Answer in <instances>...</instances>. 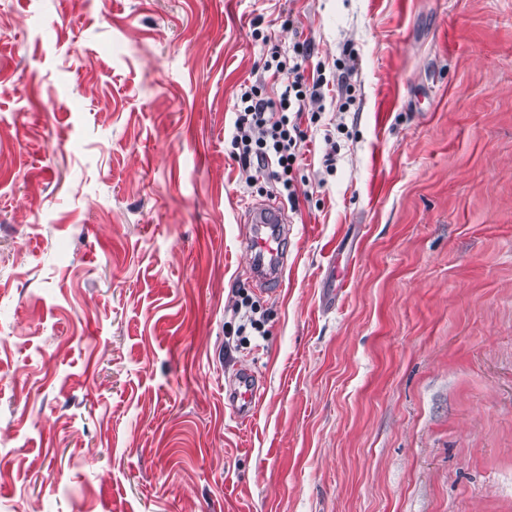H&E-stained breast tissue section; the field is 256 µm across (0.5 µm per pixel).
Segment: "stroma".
Instances as JSON below:
<instances>
[{
    "mask_svg": "<svg viewBox=\"0 0 512 512\" xmlns=\"http://www.w3.org/2000/svg\"><path fill=\"white\" fill-rule=\"evenodd\" d=\"M258 31L352 99L276 294ZM0 512H512V0H0ZM251 225L241 238V248L248 257L253 278L280 286L287 266L285 240L290 225L284 209L276 202L255 203L249 207ZM239 300L235 302V304L232 307L233 316L236 319H239L238 325L235 328L232 325V322H227L226 324H229L226 326V333L230 335L231 333L236 336H247L246 332L248 328H250L252 331L256 333H260L259 335H263L265 333V330L263 329V324L261 323L260 319H256L253 314H256L257 307L255 305L254 301H250V298L248 295H245L241 292L239 295ZM244 308V312H242V309ZM224 393L235 418L248 421L255 415L261 397V388L251 369H238L235 375L224 384Z\"/></svg>",
    "mask_w": 512,
    "mask_h": 512,
    "instance_id": "35a3bbf8",
    "label": "stroma"
}]
</instances>
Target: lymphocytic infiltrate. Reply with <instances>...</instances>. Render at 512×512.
<instances>
[{
	"label": "lymphocytic infiltrate",
	"instance_id": "lymphocytic-infiltrate-1",
	"mask_svg": "<svg viewBox=\"0 0 512 512\" xmlns=\"http://www.w3.org/2000/svg\"><path fill=\"white\" fill-rule=\"evenodd\" d=\"M309 57L307 42L295 43L289 54L271 49L263 65L264 72L280 81L278 97L263 92L262 82L243 85L237 97L232 154L248 182L269 177L276 183V192L288 202H295L293 171L306 144L302 119L322 124L327 112L325 86L328 80L322 71L307 73Z\"/></svg>",
	"mask_w": 512,
	"mask_h": 512
}]
</instances>
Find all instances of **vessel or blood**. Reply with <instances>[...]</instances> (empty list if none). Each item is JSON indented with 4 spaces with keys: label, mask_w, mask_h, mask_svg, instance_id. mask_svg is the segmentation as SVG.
Returning a JSON list of instances; mask_svg holds the SVG:
<instances>
[{
    "label": "vessel or blood",
    "mask_w": 512,
    "mask_h": 512,
    "mask_svg": "<svg viewBox=\"0 0 512 512\" xmlns=\"http://www.w3.org/2000/svg\"><path fill=\"white\" fill-rule=\"evenodd\" d=\"M248 231L241 238V248L248 258V268L254 279L280 285L287 266L285 241L290 227L284 209L275 202L250 206ZM230 409L238 420H250L256 413L261 388L254 372L238 369L224 386Z\"/></svg>",
    "instance_id": "1"
}]
</instances>
